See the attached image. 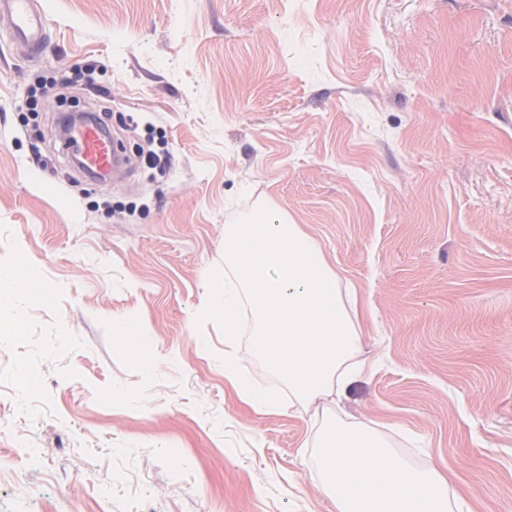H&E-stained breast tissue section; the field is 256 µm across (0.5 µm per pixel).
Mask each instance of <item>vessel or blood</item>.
I'll use <instances>...</instances> for the list:
<instances>
[{"label": "vessel or blood", "mask_w": 512, "mask_h": 512, "mask_svg": "<svg viewBox=\"0 0 512 512\" xmlns=\"http://www.w3.org/2000/svg\"><path fill=\"white\" fill-rule=\"evenodd\" d=\"M0 14L8 15L9 37L27 46L31 53L43 51L50 38L46 13L38 0H0ZM66 143L77 148L80 168L90 176L118 177L124 157L121 148L107 128L100 125L95 115H86L83 120L66 118Z\"/></svg>", "instance_id": "b4317fda"}]
</instances>
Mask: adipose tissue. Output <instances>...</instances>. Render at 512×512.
Instances as JSON below:
<instances>
[{"label":"adipose tissue","instance_id":"1","mask_svg":"<svg viewBox=\"0 0 512 512\" xmlns=\"http://www.w3.org/2000/svg\"><path fill=\"white\" fill-rule=\"evenodd\" d=\"M310 446L311 477L333 499L336 512H454L439 472L401 456L366 423L326 419Z\"/></svg>","mask_w":512,"mask_h":512}]
</instances>
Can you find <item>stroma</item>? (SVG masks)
Masks as SVG:
<instances>
[{
	"instance_id": "stroma-1",
	"label": "stroma",
	"mask_w": 512,
	"mask_h": 512,
	"mask_svg": "<svg viewBox=\"0 0 512 512\" xmlns=\"http://www.w3.org/2000/svg\"><path fill=\"white\" fill-rule=\"evenodd\" d=\"M42 7V53L0 41V288L22 260L47 293L0 303V512H336L300 461L319 412L244 402L198 320L261 207L352 294L365 370L328 412L512 512V0ZM64 98L109 110L125 180L73 164ZM120 342L123 348L139 357L145 358L151 350V344L146 336H135L128 333V325L125 322L119 324L117 328Z\"/></svg>"
}]
</instances>
